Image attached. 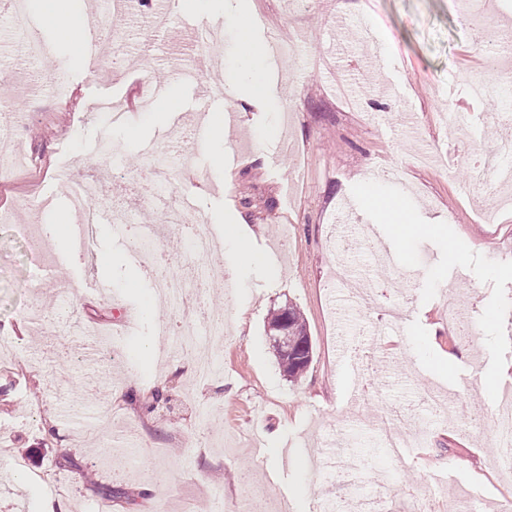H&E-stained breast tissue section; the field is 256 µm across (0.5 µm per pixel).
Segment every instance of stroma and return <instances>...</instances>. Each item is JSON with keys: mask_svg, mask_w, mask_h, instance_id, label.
<instances>
[{"mask_svg": "<svg viewBox=\"0 0 512 512\" xmlns=\"http://www.w3.org/2000/svg\"><path fill=\"white\" fill-rule=\"evenodd\" d=\"M236 2L172 6L155 31L148 17L131 19L93 67L46 31L38 0H27L30 28L49 53L23 58L0 9V111L22 115L0 164V338L13 345L0 359V512H42L49 499L98 512L106 489L117 494L112 512L161 502L211 512L217 483L248 512H316L334 444L362 457L360 486L377 494L379 512H408L436 482L464 491L477 512H502L512 489L497 478L489 423L512 386V207L500 206L483 159L508 106L485 97L471 101L469 126L448 120L449 98L470 101L471 77L485 72L479 35L463 19L471 0H248L257 35L271 28L295 46L269 73L270 116L246 98L205 100L208 84L239 65ZM358 14L369 28L351 40L335 18ZM208 24L221 35L213 59L191 39ZM381 52L390 71L375 65ZM34 67L61 75L66 97L32 96L19 74ZM172 93L170 128L188 132L192 164L171 171L168 209L192 199L218 240L242 217L276 265L241 271L211 297L227 336L224 375L205 385L189 356L156 338L171 313L112 222L98 224L90 254L61 268L71 246L46 234L66 212L58 169L113 192L156 159L165 125L153 106ZM204 104L215 115L240 109L236 131L191 136ZM369 180L405 197L416 223L448 224L467 250L450 257V245L421 234L394 246L377 213L354 236L337 234L336 213ZM86 277L109 282L111 294L70 292ZM336 278L347 288L329 290ZM393 281L403 287L394 300ZM450 302L464 328L449 324ZM288 303L314 350L295 380L266 332L270 312ZM450 351L455 360L443 363ZM200 402L210 420H197ZM386 409L425 428L423 447L397 457L381 447L372 421ZM47 471L57 484L41 482Z\"/></svg>", "mask_w": 512, "mask_h": 512, "instance_id": "35a3bbf8", "label": "stroma"}]
</instances>
